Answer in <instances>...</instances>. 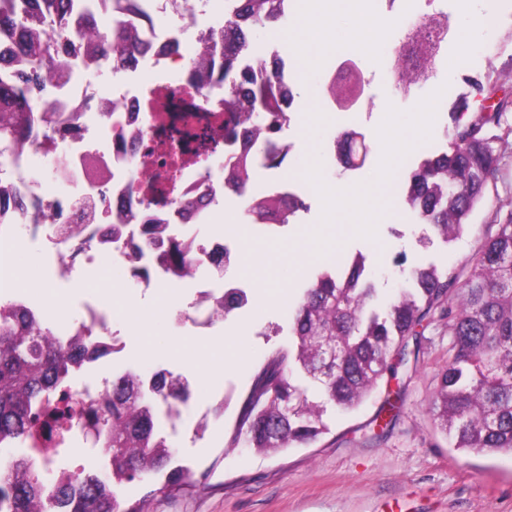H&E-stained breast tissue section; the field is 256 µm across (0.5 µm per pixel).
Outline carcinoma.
Returning <instances> with one entry per match:
<instances>
[{
    "label": "carcinoma",
    "instance_id": "carcinoma-1",
    "mask_svg": "<svg viewBox=\"0 0 512 512\" xmlns=\"http://www.w3.org/2000/svg\"><path fill=\"white\" fill-rule=\"evenodd\" d=\"M71 0H9L0 8V135L25 138L34 113L41 111L38 89L62 77L72 65L74 37L99 44L103 56L123 65L134 60L135 39L126 31L104 27L92 3H79L81 25L72 31L66 4ZM227 26L239 33L228 47L202 36L194 74L208 72L210 90L224 91L225 138L238 128H252L256 158L280 167L286 155L265 150L269 139L288 123L294 87L281 85L277 57H258L241 65L250 48L248 32L272 28L284 17L281 0H231ZM19 56L29 74L16 76L5 67ZM265 74L256 80L254 71ZM473 97L456 101L458 112L450 151L422 159L403 188L410 212L448 244L459 239L482 203L501 162L498 145L512 136L507 114L512 96L496 98L500 87L476 82ZM346 162L366 160L371 146L352 131L339 141ZM251 163L241 160L224 185L238 195L248 190ZM306 209L303 198L274 193L249 203L255 224H286ZM486 237L463 277L420 266L410 271L412 287L381 308L376 288L364 276V257L355 256L345 274L324 271L295 303L288 331L292 342L274 352L257 374L228 444L263 452L308 445L328 432L326 404L356 410L396 368L419 349H409L435 321L448 325V364L439 374L432 402L437 427L462 451L512 454V209L496 210ZM165 260L190 270L192 258L173 243ZM105 354L92 340L63 348L50 328L26 314L0 320V445L22 444L32 435L42 408L54 397L70 365ZM299 369L317 383L324 401L308 398L291 376ZM185 377L162 372L152 386L134 371L112 378V393L92 405L90 420L98 442L111 456L112 476L98 479L70 471L46 480L30 461H11L0 472V512H126L116 488L167 471L163 488L185 483L182 468H169L173 452L159 427L158 405L177 417L190 386Z\"/></svg>",
    "mask_w": 512,
    "mask_h": 512
}]
</instances>
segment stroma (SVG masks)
<instances>
[{"mask_svg": "<svg viewBox=\"0 0 512 512\" xmlns=\"http://www.w3.org/2000/svg\"><path fill=\"white\" fill-rule=\"evenodd\" d=\"M459 3L469 13L488 11L499 18L472 48L477 64L470 72L458 68L455 52L439 51L420 88L405 95L396 87L391 60L373 66L363 47H345V60L361 71L362 87L353 108L360 114L357 124L348 123L349 111L330 98V81L319 65L302 70L294 84L297 110L284 132L292 146L286 170H312L333 185L369 184L378 166L359 172L340 164L327 167L323 151L335 150L336 136L348 130L363 133L375 145L387 128H411L423 99L432 102L424 138L435 141L437 151H446L451 106L470 93V80L512 87V9L504 0ZM447 11L446 0H384L380 14L397 17L400 25L382 39L400 48L405 26ZM501 152L497 182L470 216L462 237L450 244L417 224L396 193L389 199L390 219L366 234L348 229L362 223L358 213L330 225L313 190L305 198L306 210L280 229L252 223L242 205L218 211L216 221L228 217L241 226L235 245L238 262L225 275L245 282L249 301L209 328L179 332L167 314L143 329L132 328L119 312L121 304L130 299L151 308L158 296L113 280L112 337L122 350L95 362L98 378L129 368L184 376L193 390L191 405L206 423L202 431L179 427L166 432L174 464L191 472L187 485L164 488L161 474L129 483L118 490L125 504L144 503L150 512H512V456L456 450L434 423L431 401L438 374L448 362V328L440 323L425 331L418 362L398 367L395 378L381 384L356 411L328 407L329 431L316 443L272 455L243 446L226 448L256 373L274 351L291 342L285 302L296 301L321 270L348 271L358 254L365 258V272L382 303L406 287V275L414 267L462 270L481 243L491 214L512 202V144ZM305 229L316 233L321 257L297 255L295 247ZM218 359L223 372L207 375L208 365Z\"/></svg>", "mask_w": 512, "mask_h": 512, "instance_id": "35a3bbf8", "label": "stroma"}]
</instances>
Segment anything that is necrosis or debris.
<instances>
[{
  "mask_svg": "<svg viewBox=\"0 0 512 512\" xmlns=\"http://www.w3.org/2000/svg\"><path fill=\"white\" fill-rule=\"evenodd\" d=\"M145 14L153 24L144 29L140 22ZM108 22L117 29L138 30L145 48L126 71L135 78L150 70L153 96L143 100L126 86L101 93L95 77L103 57L75 42L69 74L42 91L44 110L37 113L36 123L46 128V135L29 148L0 136V193L25 196L23 207L0 212V248L40 246L51 283L85 289V276L109 262L134 274L135 287L177 294L188 277L164 261L172 243L197 256L201 269L211 254L233 258L235 232L206 237L197 228L208 224L223 203V174L240 161L245 146L224 139L223 94L169 79L172 66L184 59L189 34L223 32L224 22H201L191 0H112ZM185 100L211 121V140L195 156L171 152L167 138L156 134L167 111ZM59 140L69 150L54 156L56 180L63 189L52 192L34 180L33 171L38 159L53 155ZM147 224L153 227L152 244L144 253L133 252L131 245L140 241ZM19 226L28 228V235L17 236ZM146 263L157 269V276H137ZM16 309L47 320L62 346L91 336L104 345L112 343V310L97 292H90L82 318L70 319L59 316L55 302L44 295L14 290L7 272L0 271V313Z\"/></svg>",
  "mask_w": 512,
  "mask_h": 512,
  "instance_id": "1",
  "label": "necrosis or debris"
}]
</instances>
